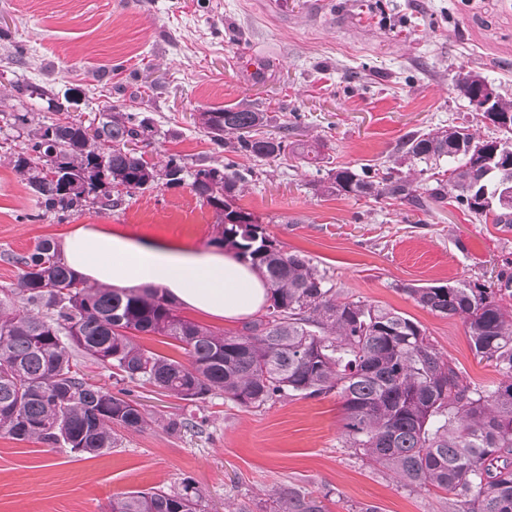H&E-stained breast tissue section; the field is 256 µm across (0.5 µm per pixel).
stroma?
Returning <instances> with one entry per match:
<instances>
[{
    "label": "stroma",
    "instance_id": "obj_1",
    "mask_svg": "<svg viewBox=\"0 0 512 512\" xmlns=\"http://www.w3.org/2000/svg\"><path fill=\"white\" fill-rule=\"evenodd\" d=\"M468 71L512 97V0H0V111L22 104L45 116L46 101L19 100L22 83L72 97L73 119L124 105L158 130L148 161L176 154L192 167L227 158L198 113L249 106L268 113L270 131L288 124L289 157L257 173L237 157V205L327 270L340 298L405 313L470 382L490 386L500 376L479 362L462 320L432 314L402 287L494 281L512 262V227L451 198L419 209L327 189L338 166L400 167L399 145L416 131L468 121L491 136L455 91ZM17 136L0 119V287L18 282L15 256L81 226L213 245L216 215L187 185L120 187L114 206L41 214L14 168ZM315 141L314 168L293 152ZM133 396L153 423L123 430L120 447L95 457L0 434V512H111L113 496L186 478L206 512H265L270 494L291 487L324 498L328 512H450L445 492L408 490L344 446L336 395L261 409L214 396L181 434L162 427L180 400L150 386Z\"/></svg>",
    "mask_w": 512,
    "mask_h": 512
}]
</instances>
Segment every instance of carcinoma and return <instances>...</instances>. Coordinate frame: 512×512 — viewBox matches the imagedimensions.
<instances>
[{
  "mask_svg": "<svg viewBox=\"0 0 512 512\" xmlns=\"http://www.w3.org/2000/svg\"><path fill=\"white\" fill-rule=\"evenodd\" d=\"M487 82L467 72L456 89L467 99ZM502 122L480 140L464 125L409 136L399 148L406 172L348 166L329 170L328 189L357 198L424 206L417 177L434 182L427 200L456 202L496 224L512 226V99L495 93ZM211 141L267 164L287 155L288 135L263 132L269 117L250 108L201 112ZM27 131L14 168L45 212L112 205L110 188L190 186L217 215L215 242L234 250L263 276L268 305L226 335L193 323L159 288H112L76 276L51 239L15 258V287L0 288V431L17 441L93 455L118 447L116 428H142L152 416L125 388L112 392L82 371L88 358L115 384L159 387L191 406L211 395L246 408L332 392L342 401L343 440L374 467L413 490L450 496L453 512H512V270L486 285H405L402 291L440 317H458L480 360L501 375L492 386L467 381L425 329L405 314L359 299L341 300L328 274L270 238L259 218L236 204V163L187 167L172 156L158 168L137 147L158 130L148 116L112 105L89 124L69 118L34 122L9 113ZM448 163V179L435 169ZM136 333L168 336L189 357L184 364L134 341ZM196 427L192 414L168 419L172 433ZM112 512H204L203 496L185 479L176 491L130 492ZM272 512H326L323 501L293 489L277 494Z\"/></svg>",
  "mask_w": 512,
  "mask_h": 512,
  "instance_id": "obj_1",
  "label": "carcinoma"
}]
</instances>
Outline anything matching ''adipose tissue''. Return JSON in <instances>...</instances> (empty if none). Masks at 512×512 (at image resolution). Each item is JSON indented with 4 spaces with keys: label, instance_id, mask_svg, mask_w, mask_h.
Masks as SVG:
<instances>
[{
    "label": "adipose tissue",
    "instance_id": "1",
    "mask_svg": "<svg viewBox=\"0 0 512 512\" xmlns=\"http://www.w3.org/2000/svg\"><path fill=\"white\" fill-rule=\"evenodd\" d=\"M61 254L77 274L117 288H159L202 313L236 319L266 302L262 276L236 256L201 251L177 242L141 241L94 226L68 235Z\"/></svg>",
    "mask_w": 512,
    "mask_h": 512
}]
</instances>
